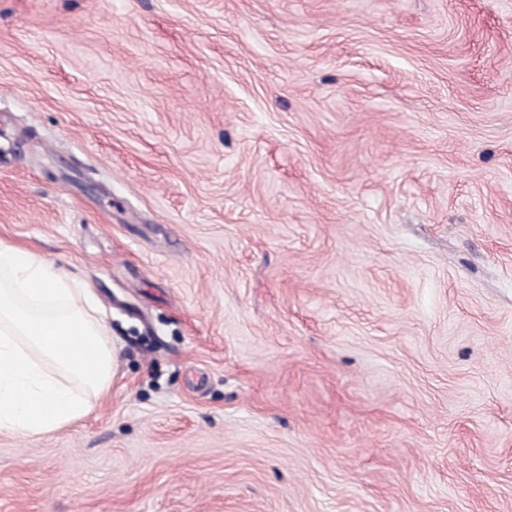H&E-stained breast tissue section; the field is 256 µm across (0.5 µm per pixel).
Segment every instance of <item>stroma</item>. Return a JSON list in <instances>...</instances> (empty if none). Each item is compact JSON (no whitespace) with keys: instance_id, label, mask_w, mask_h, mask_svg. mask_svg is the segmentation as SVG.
Here are the masks:
<instances>
[{"instance_id":"stroma-1","label":"stroma","mask_w":512,"mask_h":512,"mask_svg":"<svg viewBox=\"0 0 512 512\" xmlns=\"http://www.w3.org/2000/svg\"><path fill=\"white\" fill-rule=\"evenodd\" d=\"M0 241L117 350L0 512H512V0H0Z\"/></svg>"}]
</instances>
